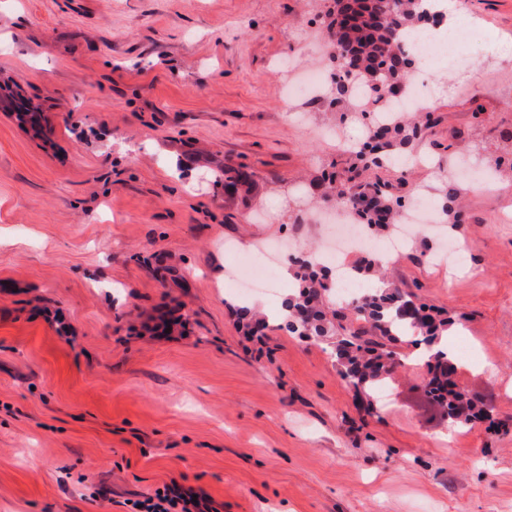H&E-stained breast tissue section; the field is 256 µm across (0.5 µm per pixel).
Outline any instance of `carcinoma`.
<instances>
[{
	"instance_id": "1",
	"label": "carcinoma",
	"mask_w": 512,
	"mask_h": 512,
	"mask_svg": "<svg viewBox=\"0 0 512 512\" xmlns=\"http://www.w3.org/2000/svg\"><path fill=\"white\" fill-rule=\"evenodd\" d=\"M430 0H347L344 16L349 23L341 24L337 34L334 11L326 17L330 41L345 53V60L336 68L333 93L324 105L331 112L344 106L353 112L341 113L345 122L359 119L357 110L372 109L388 114L387 119L368 128L359 149L350 152L361 162L379 166L400 153H412L419 140L420 129L403 112L391 108L393 98L384 91H395L408 80L415 59L406 48L405 39L411 32L430 24ZM251 187L250 176L239 170L224 171V193L234 197ZM395 186L378 178L360 179L356 166L345 170L340 185L329 182L324 199L334 198L348 207L356 222L367 230L388 229L398 223L403 208L402 199L395 196ZM358 277L383 275L382 260L367 256L355 268ZM333 270L326 265L306 261L296 277L301 289L288 299L292 316L288 328L299 336H338L336 345L354 342L387 347L389 363H394L390 347L397 336L411 330L419 336H437L448 325V318L435 308L418 302L416 296L393 286L376 294H367L333 313L336 322L327 320L322 309L323 299L334 287Z\"/></svg>"
}]
</instances>
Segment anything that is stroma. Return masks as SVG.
Here are the masks:
<instances>
[{"label":"stroma","instance_id":"1","mask_svg":"<svg viewBox=\"0 0 512 512\" xmlns=\"http://www.w3.org/2000/svg\"><path fill=\"white\" fill-rule=\"evenodd\" d=\"M308 0H0V512H128L175 481L220 512H512V183L470 181L459 227H421L387 277L455 324L458 380L489 383L501 426L427 423L410 337L374 411L336 339L243 335L228 277L288 240L339 155L336 116L286 99L282 60L329 49ZM480 41L512 42V0H456ZM443 66L421 165L374 176L414 197L446 147L512 152V83ZM225 167L252 173L224 194ZM466 263H435L444 238ZM177 317L169 332L157 324ZM467 338L470 355L459 350Z\"/></svg>","mask_w":512,"mask_h":512}]
</instances>
